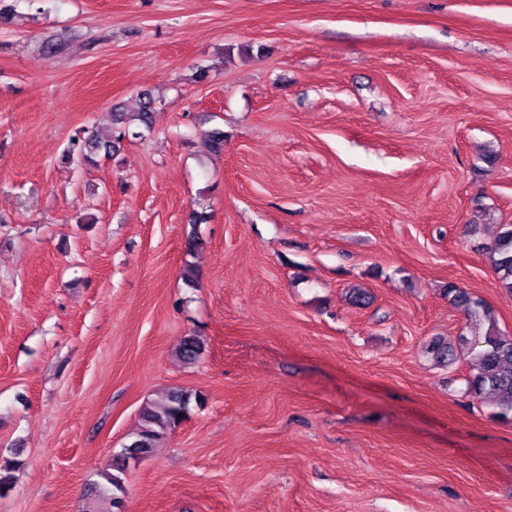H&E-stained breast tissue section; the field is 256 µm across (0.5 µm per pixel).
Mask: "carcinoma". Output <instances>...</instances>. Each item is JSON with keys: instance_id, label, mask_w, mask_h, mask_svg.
Here are the masks:
<instances>
[{"instance_id": "cac0c4a2", "label": "carcinoma", "mask_w": 512, "mask_h": 512, "mask_svg": "<svg viewBox=\"0 0 512 512\" xmlns=\"http://www.w3.org/2000/svg\"><path fill=\"white\" fill-rule=\"evenodd\" d=\"M154 97L145 93L141 97L138 111L127 114L113 113L115 128L108 140H101L92 131L82 130L70 139L63 159L67 164L81 169L83 164L100 153L112 156L122 141L129 135L139 136V129H150ZM494 273L502 287L512 293V224L501 225L497 236L484 247ZM448 300L464 309L467 316L468 333L460 334L450 341L435 337L425 346V352L441 366H452L458 358L466 357L469 375L466 378L465 394L480 403L489 401L493 417L512 420V335L502 332L489 316L484 303L472 298L466 291L450 283L444 290ZM203 343L195 336L182 342L177 357L185 364H194L202 354ZM200 401V396L182 389L171 390L147 402L139 413V426L131 435V442L122 448L118 462L112 469L100 474L101 482L95 486L97 499L124 493L125 474L131 460L137 455L148 454L170 430L187 415L191 401Z\"/></svg>"}]
</instances>
